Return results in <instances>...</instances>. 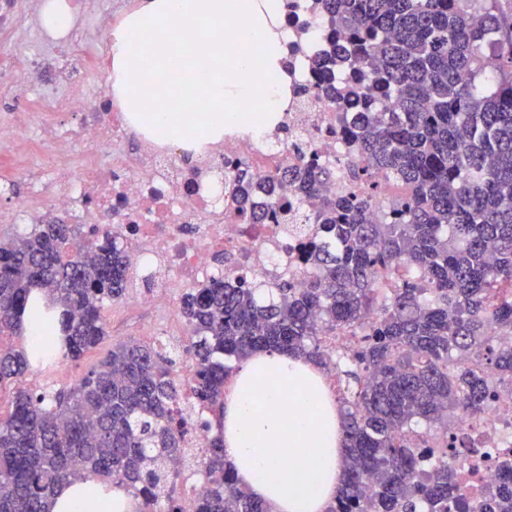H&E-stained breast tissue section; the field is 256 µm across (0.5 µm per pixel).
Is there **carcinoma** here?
<instances>
[{"instance_id": "carcinoma-1", "label": "carcinoma", "mask_w": 512, "mask_h": 512, "mask_svg": "<svg viewBox=\"0 0 512 512\" xmlns=\"http://www.w3.org/2000/svg\"><path fill=\"white\" fill-rule=\"evenodd\" d=\"M504 0H321L329 51L321 86L344 112L341 134L361 159L353 182L381 171L401 187L382 211L378 188L365 196L321 198L333 172L312 156L277 166L267 210L283 224H313L301 259L313 269L301 286L283 276L258 282L222 254L224 274L181 298L189 328L196 402L224 419V379L259 349L303 356L335 369L343 485L328 512H448V468L430 448L410 447L414 426L448 438L460 410L481 409L487 361L512 383V346L486 334L493 321L512 331V10ZM497 54L485 74L483 59ZM235 217L260 224L249 208L248 165L229 163ZM398 268L415 277L385 291ZM128 292L123 251L107 227L78 236L72 224H35L0 241V512H49L62 488L94 483L137 498L134 512H181L171 472L181 455L173 407L176 360L137 339L119 340L70 389L37 391L23 378L57 354L80 360L108 336L106 305ZM51 327L20 347L26 320ZM362 336L332 354L320 336ZM205 487L195 512H270L224 465V438L200 462Z\"/></svg>"}]
</instances>
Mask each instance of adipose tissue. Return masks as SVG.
I'll use <instances>...</instances> for the list:
<instances>
[{
  "mask_svg": "<svg viewBox=\"0 0 512 512\" xmlns=\"http://www.w3.org/2000/svg\"><path fill=\"white\" fill-rule=\"evenodd\" d=\"M280 0H142L107 41L115 104L157 140L199 155L228 122L281 111ZM258 102L253 112L243 102ZM341 416L305 358L257 351L224 396V460L271 512H327L341 486ZM290 468H282L283 460Z\"/></svg>",
  "mask_w": 512,
  "mask_h": 512,
  "instance_id": "ef3b65f1",
  "label": "adipose tissue"
}]
</instances>
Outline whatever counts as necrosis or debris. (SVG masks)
Wrapping results in <instances>:
<instances>
[{
    "instance_id": "4bbe7bcc",
    "label": "necrosis or debris",
    "mask_w": 512,
    "mask_h": 512,
    "mask_svg": "<svg viewBox=\"0 0 512 512\" xmlns=\"http://www.w3.org/2000/svg\"><path fill=\"white\" fill-rule=\"evenodd\" d=\"M41 0H0V103L28 135L0 141V154L30 173L28 195L0 208L1 224L61 222L85 229L110 225L121 241L128 270L141 288L134 302L149 315L170 312L182 291L217 276L216 253L244 256L248 274L269 282L285 274L303 281L298 249L314 227L244 224L228 215L226 162L246 161L257 203L267 197V178L297 153L318 156L335 175L323 195L362 194L365 183L345 177L355 156L341 137L340 112L318 89L316 61L326 46L318 0H281V34L287 54L288 102L263 124H228L224 140L205 160L183 166L176 147L135 134L126 113L113 111L104 95H91L105 70L100 52L89 51L87 24L106 28L112 12L99 0H73L78 19L53 36L37 23ZM33 96L17 104L16 91ZM179 407L188 424L181 446L188 458L205 456L213 427L189 389ZM457 446L447 455L454 494L466 512H489L486 491L503 464L512 465V392L494 385L478 414L457 413L450 429Z\"/></svg>"
}]
</instances>
